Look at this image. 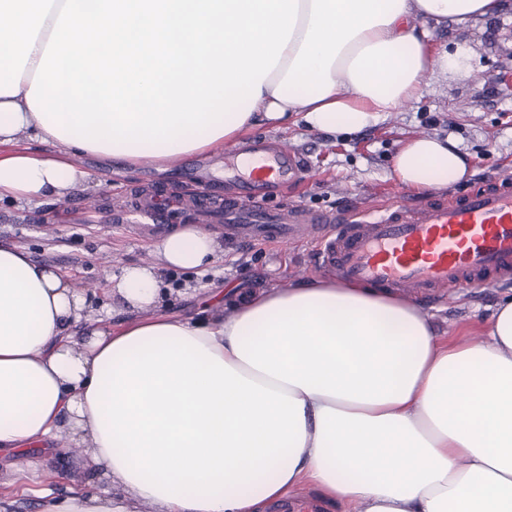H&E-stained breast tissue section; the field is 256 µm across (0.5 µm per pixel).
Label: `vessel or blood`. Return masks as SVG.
Here are the masks:
<instances>
[{
    "label": "vessel or blood",
    "instance_id": "b4317fda",
    "mask_svg": "<svg viewBox=\"0 0 512 512\" xmlns=\"http://www.w3.org/2000/svg\"><path fill=\"white\" fill-rule=\"evenodd\" d=\"M300 158L281 146L259 141L249 151L247 171L225 164V181L235 183L223 214L211 206L208 181L196 189L199 223L224 219L227 237L248 242L305 238L316 263L336 272L339 283H366L441 298L448 288H483L512 280V178H501L448 200L419 205L397 197L389 205L355 213L312 211L300 206L262 210L276 187L303 179ZM165 211L147 199L138 229L161 233Z\"/></svg>",
    "mask_w": 512,
    "mask_h": 512
}]
</instances>
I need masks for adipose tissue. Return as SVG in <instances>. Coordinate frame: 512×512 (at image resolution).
I'll list each match as a JSON object with an SVG mask.
<instances>
[{
  "label": "adipose tissue",
  "instance_id": "1",
  "mask_svg": "<svg viewBox=\"0 0 512 512\" xmlns=\"http://www.w3.org/2000/svg\"><path fill=\"white\" fill-rule=\"evenodd\" d=\"M503 0H0V201L86 189L89 153L136 167L238 144L257 128L366 127L419 99L430 23ZM53 145L52 155L30 142ZM395 179L460 183L447 139L409 137ZM221 252L186 224L157 265L110 276L111 308L0 246V457L26 458L41 512H264L303 485L356 512H512V299L478 341L437 335L385 288L320 279L241 295L231 315L164 313L158 267ZM67 438L104 492L57 497L29 448Z\"/></svg>",
  "mask_w": 512,
  "mask_h": 512
}]
</instances>
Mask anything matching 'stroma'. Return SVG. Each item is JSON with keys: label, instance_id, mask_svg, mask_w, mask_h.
Instances as JSON below:
<instances>
[{"label": "stroma", "instance_id": "1", "mask_svg": "<svg viewBox=\"0 0 512 512\" xmlns=\"http://www.w3.org/2000/svg\"><path fill=\"white\" fill-rule=\"evenodd\" d=\"M434 51L462 53L468 76L427 74L423 95L401 111L387 112L364 129L335 137L297 126L288 131L259 129L254 137L288 144L303 156L309 177L271 192L269 209L299 205L311 210L358 211L388 202L402 186L392 175V162L403 141L424 134L457 143L470 162V174L451 187L454 195L478 188L503 172L512 173V0L499 15L480 17L465 26L434 27ZM197 155L173 160L166 169L146 163L129 170L93 155L77 157L93 183L61 201L42 204L0 203V245L25 248L32 258L58 269L74 288L93 294L88 316L97 319L107 276L122 267L148 260L153 238L141 237L129 211L145 190L192 193L197 185ZM312 248L303 241L285 245L225 242L224 252L208 272L195 275L164 270L172 294L167 312L200 305L206 289L222 286L243 291L284 288L299 280L324 277L314 265ZM195 289L181 293L184 283ZM512 298V282L470 290L454 288L442 302L422 301L439 334L467 343L476 339L496 306ZM44 474L58 493L102 489L99 475L77 452L56 454Z\"/></svg>", "mask_w": 512, "mask_h": 512}]
</instances>
